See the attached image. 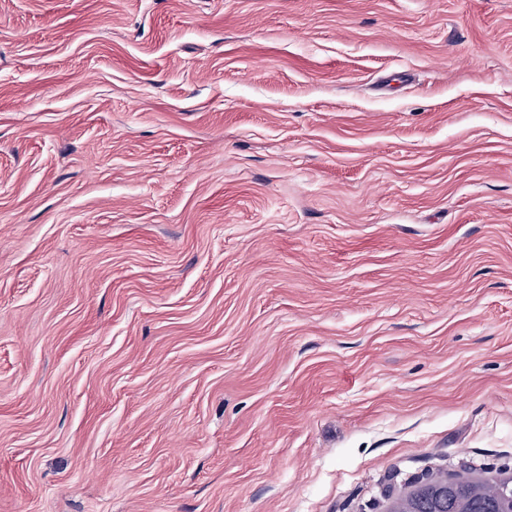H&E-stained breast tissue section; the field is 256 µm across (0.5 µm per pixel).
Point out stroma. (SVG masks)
I'll return each mask as SVG.
<instances>
[{"label":"stroma","instance_id":"stroma-1","mask_svg":"<svg viewBox=\"0 0 512 512\" xmlns=\"http://www.w3.org/2000/svg\"><path fill=\"white\" fill-rule=\"evenodd\" d=\"M512 476V0H0V512H385Z\"/></svg>","mask_w":512,"mask_h":512}]
</instances>
